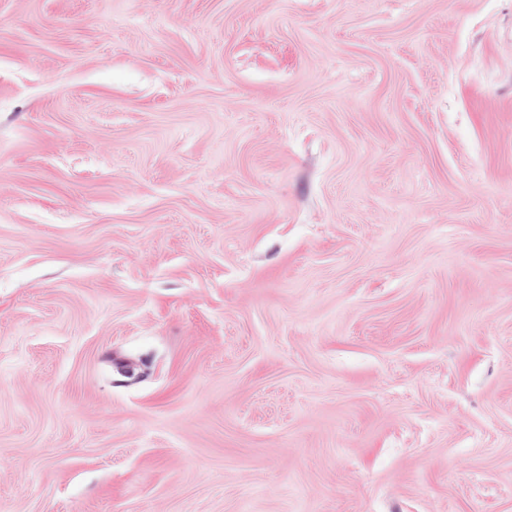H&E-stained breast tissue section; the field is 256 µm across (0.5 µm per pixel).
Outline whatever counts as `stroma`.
I'll use <instances>...</instances> for the list:
<instances>
[{"instance_id": "stroma-1", "label": "stroma", "mask_w": 512, "mask_h": 512, "mask_svg": "<svg viewBox=\"0 0 512 512\" xmlns=\"http://www.w3.org/2000/svg\"><path fill=\"white\" fill-rule=\"evenodd\" d=\"M0 512H512V0H0Z\"/></svg>"}]
</instances>
